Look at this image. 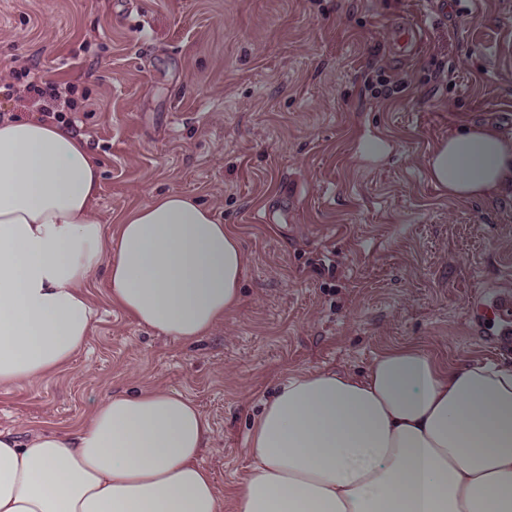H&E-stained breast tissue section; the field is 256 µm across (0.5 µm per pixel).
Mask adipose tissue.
<instances>
[{"instance_id":"adipose-tissue-1","label":"adipose tissue","mask_w":512,"mask_h":512,"mask_svg":"<svg viewBox=\"0 0 512 512\" xmlns=\"http://www.w3.org/2000/svg\"><path fill=\"white\" fill-rule=\"evenodd\" d=\"M449 199L512 186V138L485 124L427 159ZM84 141L38 119L0 121V386L65 368L87 344L84 288L107 269L111 304L181 342L240 303L237 233L193 197H153L117 226L95 204ZM211 429L185 395L107 397L74 432H0V512H221L201 461ZM236 512H512V369L440 364L420 345L378 354L362 376L293 373L264 401Z\"/></svg>"}]
</instances>
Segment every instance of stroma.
<instances>
[{
    "mask_svg": "<svg viewBox=\"0 0 512 512\" xmlns=\"http://www.w3.org/2000/svg\"><path fill=\"white\" fill-rule=\"evenodd\" d=\"M456 2L0 0V85L24 60L73 87L101 223L180 192L246 256L238 309L192 343L110 305L98 269L86 347L0 388V431L71 432L109 395L182 393L211 424L202 461L235 512L251 425L289 374H360L411 343L511 368L474 312L512 291V187L454 201L426 161L464 123L512 137V0Z\"/></svg>",
    "mask_w": 512,
    "mask_h": 512,
    "instance_id": "1",
    "label": "stroma"
}]
</instances>
